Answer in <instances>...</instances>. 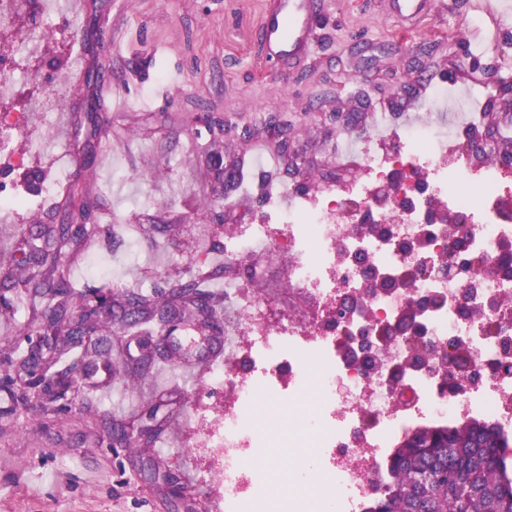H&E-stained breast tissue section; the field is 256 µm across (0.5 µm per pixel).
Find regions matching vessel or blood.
I'll return each mask as SVG.
<instances>
[{
    "label": "vessel or blood",
    "mask_w": 512,
    "mask_h": 512,
    "mask_svg": "<svg viewBox=\"0 0 512 512\" xmlns=\"http://www.w3.org/2000/svg\"><path fill=\"white\" fill-rule=\"evenodd\" d=\"M389 13L399 20L422 14L428 0H388ZM315 0H271L261 20L266 57L296 58L305 55L313 42L312 15Z\"/></svg>",
    "instance_id": "1"
}]
</instances>
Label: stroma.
Listing matches in <instances>:
<instances>
[{
    "label": "stroma",
    "instance_id": "obj_1",
    "mask_svg": "<svg viewBox=\"0 0 512 512\" xmlns=\"http://www.w3.org/2000/svg\"><path fill=\"white\" fill-rule=\"evenodd\" d=\"M83 9L56 12L40 34L31 31L30 10L17 9L11 28L0 30V66L15 67V80L0 95V112L23 116L0 153V187L16 188L21 167L42 169L45 193L34 204L0 221V281L20 256L22 227L51 223L54 188L81 172L79 181L95 206L86 262L73 275L88 286L109 279L115 296L139 283L150 299L170 284L209 269L195 260L199 232L216 249L241 225L256 223L288 192L307 199L346 186L362 154L400 148L397 133L418 123L438 131L441 112L469 119L471 135L489 119L512 128V111L498 95L477 93L486 67L512 82V0H501L491 21L483 0H434L430 16L402 24L384 12L383 0H317L314 42L297 63L265 61L260 17L267 0H84ZM36 40L35 53L19 56ZM101 68L122 84V100L82 85L75 65ZM416 92L400 97V84ZM443 89V98L433 95ZM60 100L53 123L32 112L47 95ZM366 95L360 109L358 95ZM102 100L111 131L87 138L86 112ZM497 105L489 115V105ZM357 110L350 123L333 110ZM281 113L294 127L299 172L265 127ZM385 113L388 124L376 126ZM211 123L200 122V114ZM226 123L220 132L218 123ZM217 148L246 185L212 205L217 181L208 151ZM287 254L259 248L242 259L222 260L220 283L271 290L272 314L288 308ZM34 328L27 307L0 310V384L11 360L27 347ZM160 333L144 327L117 334L115 372L78 380L93 390L91 406L55 414L36 411L0 418V512H224V456L206 447L224 428V387L211 372L185 379L184 365L204 362L216 344L175 350L169 381L141 377L145 347ZM132 432L152 425L153 441L112 446L99 427L102 414ZM190 471L194 487L173 502L166 476Z\"/></svg>",
    "mask_w": 512,
    "mask_h": 512
}]
</instances>
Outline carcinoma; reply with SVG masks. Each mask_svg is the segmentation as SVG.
Wrapping results in <instances>:
<instances>
[{"mask_svg": "<svg viewBox=\"0 0 512 512\" xmlns=\"http://www.w3.org/2000/svg\"><path fill=\"white\" fill-rule=\"evenodd\" d=\"M42 171L23 175L25 192L41 191ZM78 181L70 183L54 224L33 223L22 232V257L9 282L15 298L38 296L44 302L36 342L11 363L12 401L43 412L68 407L75 399L76 376L92 371L83 347L90 336L112 335L115 320L128 329L170 319L198 322L224 332V310L204 282L190 278L174 284L186 301L166 299L151 307L141 291L130 290L113 318L112 290L79 288L68 270L78 260L88 234L93 205L75 203ZM416 442L399 445L389 459V479L377 485L365 512H512V475L504 454L512 446L500 427L473 419L457 425L420 426Z\"/></svg>", "mask_w": 512, "mask_h": 512, "instance_id": "obj_1", "label": "carcinoma"}]
</instances>
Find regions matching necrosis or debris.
Instances as JSON below:
<instances>
[{
  "label": "necrosis or debris",
  "instance_id": "obj_1",
  "mask_svg": "<svg viewBox=\"0 0 512 512\" xmlns=\"http://www.w3.org/2000/svg\"><path fill=\"white\" fill-rule=\"evenodd\" d=\"M461 127L438 134L421 128L400 132L392 158L370 156L355 176L351 202L370 203L394 168L402 185L369 224L338 217L339 199L324 193L319 204L275 207L269 222L248 225L224 241V253L246 257L259 246L291 257L288 280L310 307L272 323L247 322L268 298L242 285L225 290L224 332L233 345L213 379L223 381L226 512H363L364 499L386 477V462L399 439L422 425H448L484 417L512 436V375L489 372L512 352V277L488 275L492 259L512 247V217L495 204L501 173L492 164L472 168L458 144ZM469 212L471 223L442 224L432 210ZM463 241L468 270L448 277L435 269ZM436 297L417 320L432 354L411 361L406 337L383 336L400 318L402 303ZM495 306H488V299ZM470 307L471 318L460 315ZM376 336L377 352L363 363L351 335ZM484 367L482 377L448 390V346ZM316 388L321 413L297 418L295 431L328 449L317 483L295 482L276 490L247 463L246 451L266 447L271 426L257 425L259 401L304 395Z\"/></svg>",
  "mask_w": 512,
  "mask_h": 512
}]
</instances>
